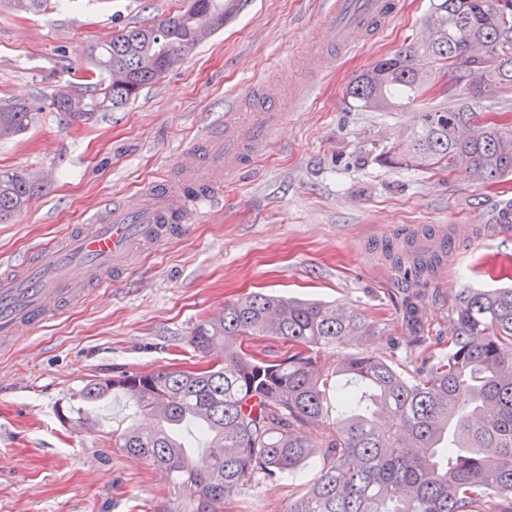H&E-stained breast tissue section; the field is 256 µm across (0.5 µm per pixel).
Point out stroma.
Returning a JSON list of instances; mask_svg holds the SVG:
<instances>
[{
    "instance_id": "obj_1",
    "label": "stroma",
    "mask_w": 512,
    "mask_h": 512,
    "mask_svg": "<svg viewBox=\"0 0 512 512\" xmlns=\"http://www.w3.org/2000/svg\"><path fill=\"white\" fill-rule=\"evenodd\" d=\"M403 3L381 36L326 58L318 46L331 18L319 0H246L126 111L67 125L45 106L55 86L80 82L98 43L176 13L183 0H51L43 12L0 0V103L41 106L23 134L0 141V171L43 185L0 223V261L21 262L96 206L176 175L198 135L223 128L229 100L251 110L271 96L281 114L266 151L226 178L220 212L187 237L134 253L124 280L92 289L0 354V512H176L164 476L114 444L129 413L113 415L105 403L77 433L58 412L93 378L200 366L191 329L240 296L342 303L374 321L373 334L320 354L333 416L338 360L363 352L412 374L425 356L447 352L460 289L512 286V230H488L512 207V177L488 184L384 163L382 153L416 126L419 106L361 111L346 96L356 75L425 30L430 0ZM435 224L473 233L431 274L403 278L381 240ZM318 474L314 465L251 482L225 499L224 512H288Z\"/></svg>"
}]
</instances>
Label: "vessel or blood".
Returning <instances> with one entry per match:
<instances>
[{
    "label": "vessel or blood",
    "instance_id": "obj_1",
    "mask_svg": "<svg viewBox=\"0 0 512 512\" xmlns=\"http://www.w3.org/2000/svg\"><path fill=\"white\" fill-rule=\"evenodd\" d=\"M336 20L327 45L350 52L357 36L372 38L402 8L400 0H325ZM261 113L243 122L239 113L224 115V132L197 140L179 167L175 182L147 193L100 205L86 226L68 231L57 242L39 247L27 260L0 270V348L32 334L64 308L75 305L88 288L121 281L133 252L188 235L206 207L221 200L224 178L261 155L276 126V102L263 98ZM466 237L434 231L430 246L454 252Z\"/></svg>",
    "mask_w": 512,
    "mask_h": 512
}]
</instances>
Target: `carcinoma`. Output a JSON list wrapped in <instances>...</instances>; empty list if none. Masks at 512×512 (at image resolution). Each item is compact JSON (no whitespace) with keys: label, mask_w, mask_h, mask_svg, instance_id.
I'll use <instances>...</instances> for the list:
<instances>
[{"label":"carcinoma","mask_w":512,"mask_h":512,"mask_svg":"<svg viewBox=\"0 0 512 512\" xmlns=\"http://www.w3.org/2000/svg\"><path fill=\"white\" fill-rule=\"evenodd\" d=\"M488 3L432 0L438 30L411 38L348 85L354 107L387 112L423 98L425 77L439 66L456 84L468 81L470 91L454 105L419 112L416 128L385 160L486 183L512 175V130L470 103L475 86L512 88V0L497 9ZM233 11L228 0H187L158 23L121 30L96 46L84 85L54 89L49 108L67 124L125 111ZM472 41L490 55L472 59ZM33 118L28 103L1 104L0 140L24 133ZM40 189L23 172L0 171V223ZM449 326L448 354L423 358L411 376L377 356L339 361L338 416L320 443L308 433L327 416L317 354L374 329L344 304L261 293L228 302L191 331L194 351L210 358L206 366L88 380L77 411L121 394L134 415L158 417L149 432L128 426L115 446L164 474L178 512H222L224 499L250 482L312 462L319 475L288 512H512V287L461 289ZM260 338L297 351L271 357L251 349ZM191 448L206 455V467H197Z\"/></svg>","instance_id":"carcinoma-1"}]
</instances>
